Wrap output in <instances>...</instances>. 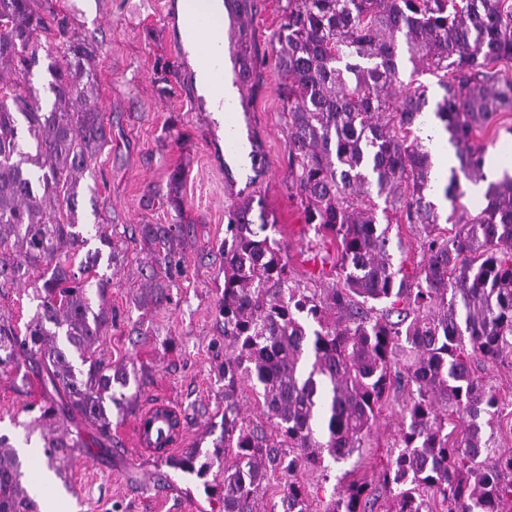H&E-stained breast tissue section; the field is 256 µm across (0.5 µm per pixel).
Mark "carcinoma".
<instances>
[{
	"mask_svg": "<svg viewBox=\"0 0 512 512\" xmlns=\"http://www.w3.org/2000/svg\"><path fill=\"white\" fill-rule=\"evenodd\" d=\"M0 288L42 270L37 310L24 330L0 316V370L25 367L41 391L35 425L46 466L62 476L76 455L101 445L112 407L128 400L124 369L94 358L111 279L102 257L117 261L112 235L74 265L88 242L77 224V196L90 161L111 139L96 93L97 48L69 28L53 0H0ZM62 40L45 54L48 105L27 76L40 64L41 37ZM404 41L412 74L427 72L442 89L433 117L455 149L445 198L457 203L462 180H486V147L476 143L502 112H512V0H286L272 32V59L240 34L243 82L268 63L286 77L288 169L304 223L336 239L342 287H302L288 269L275 224L243 201L227 212L224 289L218 314L233 356L224 360V512H256L273 476L284 480L279 512H310L296 474L327 470L325 458L350 459L377 425L392 386L408 392L397 440L379 481L389 512H512V448H497L486 428L500 409L493 386L474 375L473 355H512V175L488 184L485 206L465 207L438 233L431 151L415 135L428 86L401 80ZM12 75L9 80L4 74ZM396 221L421 225L423 266L415 277L390 253V216L378 219L372 195ZM186 224H140L156 262L171 269ZM108 254H103V249ZM145 287L166 299L155 270ZM100 299L93 306L90 290ZM387 303V314L372 315ZM253 383L274 431L243 424L233 393ZM80 420L68 431L59 423ZM98 436H85L84 429ZM459 430L451 440L448 429ZM167 412L153 416L148 444L173 443ZM158 460L206 476L211 463L190 450ZM19 455L0 435V512H40L22 483ZM370 484L352 480L325 512H365Z\"/></svg>",
	"mask_w": 512,
	"mask_h": 512,
	"instance_id": "cac0c4a2",
	"label": "carcinoma"
}]
</instances>
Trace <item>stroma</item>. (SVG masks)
I'll return each mask as SVG.
<instances>
[{"label":"stroma","mask_w":512,"mask_h":512,"mask_svg":"<svg viewBox=\"0 0 512 512\" xmlns=\"http://www.w3.org/2000/svg\"><path fill=\"white\" fill-rule=\"evenodd\" d=\"M176 0H58V11L70 15L76 29L97 48L96 103L112 125V141L93 159L86 184L97 195L81 193L80 223H103L121 236L124 254L117 264L99 265L112 278L107 304L112 323L103 330L96 354L126 368L130 406L113 411L112 427L102 447L93 449L64 477L50 476V496L65 512H218L212 490L224 476L216 458L208 475L181 473L150 453L133 449L132 423L154 402L180 409L182 437L178 455L194 448L211 454L224 429L225 357L232 349L224 338L216 308L224 281L223 246L226 213L243 196L260 201L277 221L276 237L288 253L295 280L322 275L336 283V247L320 240L304 223L288 176V137L283 105L277 94L281 72L266 67L259 83H246L237 106L245 144L255 156L233 155L222 124L214 118L195 80L193 55L179 35ZM285 0H257L249 24L252 48L271 54L269 37L280 20ZM183 173L179 192L182 213L166 203L170 175ZM190 222L193 231L182 250L161 305H144V281L156 259L135 244L138 224ZM475 374L496 389L501 414L496 444L512 448V357L472 361ZM40 399L37 384L22 371L0 373V434L13 445L26 438ZM407 399L391 391L376 429L365 448L349 460L332 464L327 474L302 470L299 480L309 494L312 512H324L335 488L350 480L371 483L369 512H387L391 495L379 473L392 455Z\"/></svg>","instance_id":"obj_1"}]
</instances>
